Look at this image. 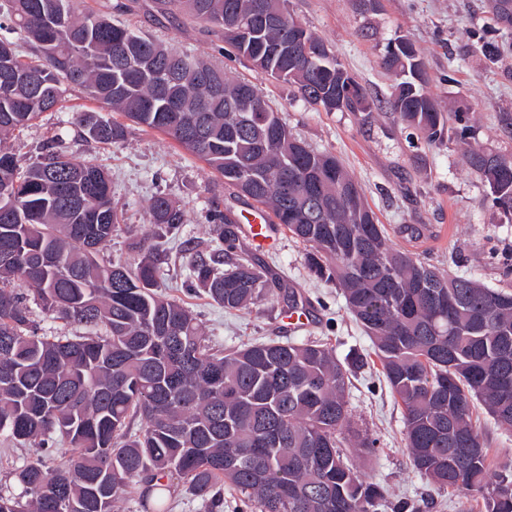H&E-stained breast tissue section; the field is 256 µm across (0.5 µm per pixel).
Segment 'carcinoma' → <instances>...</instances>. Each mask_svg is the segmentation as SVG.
I'll use <instances>...</instances> for the list:
<instances>
[{"label": "carcinoma", "instance_id": "cac0c4a2", "mask_svg": "<svg viewBox=\"0 0 512 512\" xmlns=\"http://www.w3.org/2000/svg\"><path fill=\"white\" fill-rule=\"evenodd\" d=\"M168 17H191L231 44L239 20L255 36L235 55L262 75L291 83L326 112L366 110V97L326 43L290 13L262 0L285 24L257 25V0H163ZM308 51L285 58L278 47ZM419 56L387 52L400 81L389 99L399 119L441 144L447 114L424 91ZM80 89L111 112L160 132L269 210L305 247L309 273L341 291L372 341V354L404 409L406 464L421 479L481 496L484 512H512V467L489 470L478 403L512 429V292L450 275L397 249L361 189L335 156L302 145L256 85L224 68L112 22L84 0H0V138L20 131ZM85 140L112 143L127 126L95 110L77 112ZM512 153L471 148L477 173L505 223H512ZM146 223L168 233L184 223L164 194ZM208 221L217 240L180 248L190 285L227 312L270 300L268 268L249 253L232 208ZM112 178L63 150L57 138L26 162L0 147V434L40 450L0 485V512H116L129 483L167 512L162 480L224 504V490L249 512H380L383 488L352 462L350 364L323 339L257 341L216 349L192 311L157 292L167 241L151 233L129 260H105L118 231ZM86 333L49 335L41 322ZM141 429L131 433L134 420ZM477 454L462 450L463 438ZM74 455L50 470L45 459ZM235 458L229 469L224 461Z\"/></svg>", "mask_w": 512, "mask_h": 512}]
</instances>
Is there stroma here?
Here are the masks:
<instances>
[{"instance_id": "obj_1", "label": "stroma", "mask_w": 512, "mask_h": 512, "mask_svg": "<svg viewBox=\"0 0 512 512\" xmlns=\"http://www.w3.org/2000/svg\"><path fill=\"white\" fill-rule=\"evenodd\" d=\"M108 1L116 6L114 22L222 63L229 78L254 82L298 138L314 150L334 154L353 175L395 247L430 265L512 291V272H505L497 259L512 250V224L484 204L485 187L464 163L473 147L512 153V40L499 41L491 57L477 42L478 35L492 34L496 26L489 0H377L365 11L357 0H288L291 14L329 45L364 89L371 103L367 112L312 109L298 98L294 85L267 79L246 60L222 55L223 41L216 32L190 20L171 22L155 0H86V5L96 10ZM397 38L418 51L425 88L444 111L468 112L472 138L450 137L440 145L409 141L407 129L387 104L395 77L381 65L387 44ZM92 105L85 94L68 92L36 124L14 132L6 145L32 160L60 134L69 152L94 160L111 174L121 229L106 247V257L128 258L129 242L150 232L145 208L158 193L184 212L178 233L182 242L213 238L208 221L213 207L247 211L232 188L163 134L132 124L119 142L81 139L73 114ZM259 256L286 290L313 304L317 320L307 337H330L340 358L369 353L371 342L338 290L309 275L301 243L281 231ZM188 303L207 336L222 347L289 339L282 321L284 300L232 313L202 295L190 296ZM349 401L353 430L375 441L373 452L356 454L355 460L386 488L391 501L430 499L434 505L428 512H481V498L437 490L408 469L403 411L376 367L355 370ZM473 421L487 440L490 467L512 465V430L498 428L480 407Z\"/></svg>"}]
</instances>
